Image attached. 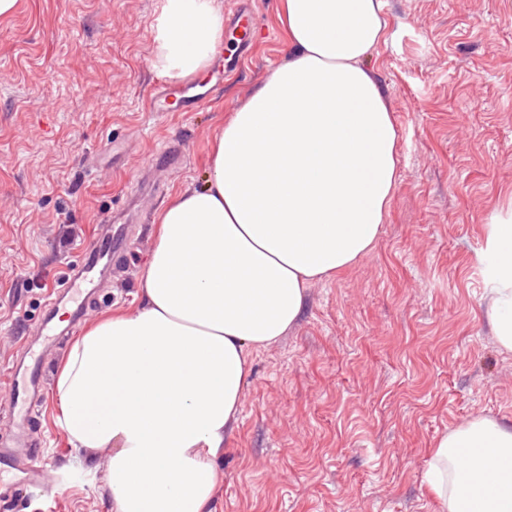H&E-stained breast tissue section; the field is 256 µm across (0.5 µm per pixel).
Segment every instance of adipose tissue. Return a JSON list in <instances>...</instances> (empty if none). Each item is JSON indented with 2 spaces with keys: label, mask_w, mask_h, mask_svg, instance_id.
Instances as JSON below:
<instances>
[{
  "label": "adipose tissue",
  "mask_w": 512,
  "mask_h": 512,
  "mask_svg": "<svg viewBox=\"0 0 512 512\" xmlns=\"http://www.w3.org/2000/svg\"><path fill=\"white\" fill-rule=\"evenodd\" d=\"M386 0H277L289 53L225 119L205 182L172 194L133 312L93 322L56 379L72 447L106 452L112 512H211L216 458L252 354L299 319L307 287L375 248L397 184L399 128L370 60ZM224 36L216 0H163L153 67L185 79ZM487 317L512 352V221L490 224ZM439 512H512V426L478 417L440 437Z\"/></svg>",
  "instance_id": "adipose-tissue-1"
}]
</instances>
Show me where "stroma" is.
I'll use <instances>...</instances> for the list:
<instances>
[{
  "label": "stroma",
  "mask_w": 512,
  "mask_h": 512,
  "mask_svg": "<svg viewBox=\"0 0 512 512\" xmlns=\"http://www.w3.org/2000/svg\"><path fill=\"white\" fill-rule=\"evenodd\" d=\"M276 0H248L252 49L223 4L222 52L197 77L153 67L162 0H19L0 20V437L4 371L38 339L49 293L119 211L130 246L90 318L130 311L179 188L203 183L213 135L284 59ZM373 58L400 128L397 186L373 252L310 286L299 321L252 361L239 421L216 461L212 512H436L429 451L476 417L512 425V353L487 322L480 261L512 213V0H387ZM199 94L182 111L177 94ZM185 161L156 186L157 145ZM47 388L41 489L0 474V512H112L104 454L70 446Z\"/></svg>",
  "instance_id": "35a3bbf8"
}]
</instances>
